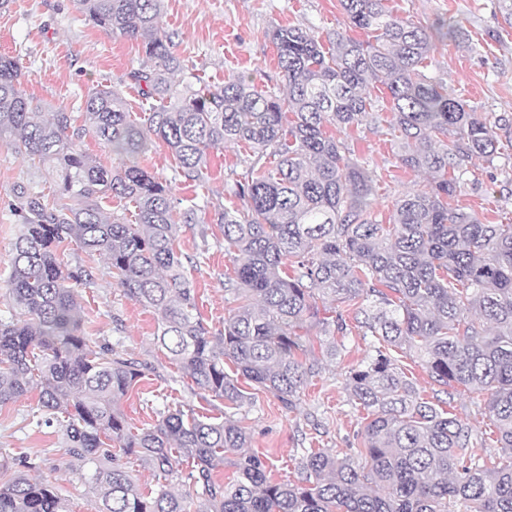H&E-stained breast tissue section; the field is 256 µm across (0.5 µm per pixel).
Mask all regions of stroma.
Returning <instances> with one entry per match:
<instances>
[{
    "label": "stroma",
    "mask_w": 512,
    "mask_h": 512,
    "mask_svg": "<svg viewBox=\"0 0 512 512\" xmlns=\"http://www.w3.org/2000/svg\"><path fill=\"white\" fill-rule=\"evenodd\" d=\"M387 9L422 25L438 17L454 20L455 40L435 43L427 75L441 77L450 93L494 126L501 152L487 162L473 161L455 199L487 224H512V28L504 29L498 0H386ZM163 23L173 33L175 54L184 81L218 86L242 76L257 88L280 87L276 48L270 33L277 27L310 29L320 37L348 28L338 0H164ZM0 54L16 57L24 73L23 86L34 105L43 111H75L80 98L97 85L121 91L133 117L142 114L135 85L129 78L146 59L138 42L109 35L85 21L74 0H0ZM376 123L338 133L348 157L372 176L377 195L372 215L388 223L393 202L404 193L426 189L428 174L399 168L391 150L386 101L378 103ZM243 147L224 145L211 151L203 182L174 180L175 160L157 143L141 163L160 179L172 182V192L183 206L197 205L205 225L181 226L177 250L193 258L187 276L195 290L197 312L211 330L224 327L229 306L224 300V275L233 263L224 252V236L214 222L224 209L240 208V201L224 190L230 169L238 168ZM52 196L48 174H32L25 155L12 137L0 138V315L8 316L13 302L8 291L14 243L20 233L16 214L20 185ZM207 232L210 251L195 261L200 232ZM58 259L63 270L82 266L92 274L90 285H77L85 312L86 332L93 339L118 347L120 352L146 364L144 377L120 407L136 430L153 427L161 412L180 409L212 417L227 412L223 400L204 394L169 359L154 341L155 314L124 296L108 272L103 256L89 254L77 244L64 246ZM328 301L317 300L318 312L302 331L309 357H320L324 346L336 342L335 362L322 364L309 378L293 410L283 409L269 392L250 382L242 388L249 403L230 411L251 435L250 452L266 458L276 481L296 480L305 449L340 451L360 460L365 445L361 431L366 411L352 401L345 375L349 368L373 353L372 337L354 326L353 311H345L351 326L332 336L322 319ZM39 392L0 406V455L28 457L39 465L38 477L55 483L69 512H95L98 499L65 454L61 427H38ZM450 410L472 427L478 455L497 450L496 435L483 397L456 389Z\"/></svg>",
    "instance_id": "stroma-1"
}]
</instances>
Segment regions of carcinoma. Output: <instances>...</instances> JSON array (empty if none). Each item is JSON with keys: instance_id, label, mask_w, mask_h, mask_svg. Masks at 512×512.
Masks as SVG:
<instances>
[{"instance_id": "carcinoma-1", "label": "carcinoma", "mask_w": 512, "mask_h": 512, "mask_svg": "<svg viewBox=\"0 0 512 512\" xmlns=\"http://www.w3.org/2000/svg\"><path fill=\"white\" fill-rule=\"evenodd\" d=\"M357 40L336 31L324 49L314 32L277 28L283 87L258 89L245 77L222 87L177 89L180 62L162 23L163 0H76L92 25L141 45L149 63L130 73L149 106L146 125L130 119L120 92L89 90L79 110L44 113L21 88L16 58L0 55V136L18 138L34 170L51 169L55 195L20 191L22 233L14 247L9 291L14 311L0 319V405L33 388L50 417L65 426L66 455L97 495L98 512H450L460 498L473 512H512V224H485L451 204L468 165L492 161L497 133L420 67L433 40L457 36L439 19L426 27L388 11L383 0H339ZM386 88L397 163L433 175L427 191L398 197L389 223L372 218L375 188L334 132L377 119L371 91ZM122 161L114 169L80 148L87 135ZM177 160L174 178L204 179L210 151L242 145L274 165L244 159L226 181L243 210L216 213L231 304L213 332L196 314V295L176 251L178 225L171 184L137 163L155 141ZM135 205V222L109 212L107 199ZM75 242L105 257L123 293L157 317L156 343L198 389L232 406L248 396L239 377L272 393L287 410L301 398L318 361L303 360L298 330L315 315L316 297L357 307L355 322L375 337V355L348 371L350 394L368 421L364 462L309 448L300 477L276 482L269 464L244 452L250 435L236 421L169 412L133 432L119 399L142 378L143 365L83 331L69 282L85 284L81 267L63 271L57 251ZM415 355L448 393L456 384L486 394V410L507 454L475 455L472 429L420 397L390 350ZM231 362L234 369L226 371ZM143 468L185 475L183 493L144 491L112 443ZM229 464L233 481L215 471ZM17 467L0 485V512H68L54 483Z\"/></svg>"}]
</instances>
